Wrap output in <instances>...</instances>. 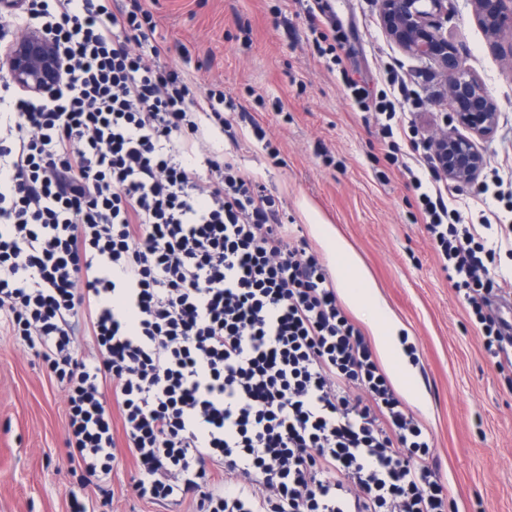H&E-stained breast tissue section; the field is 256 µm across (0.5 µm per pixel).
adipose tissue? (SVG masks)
<instances>
[{
  "instance_id": "ef3b65f1",
  "label": "adipose tissue",
  "mask_w": 512,
  "mask_h": 512,
  "mask_svg": "<svg viewBox=\"0 0 512 512\" xmlns=\"http://www.w3.org/2000/svg\"><path fill=\"white\" fill-rule=\"evenodd\" d=\"M324 240L336 258V283L343 299L352 309L365 306L372 312L370 328L394 384L420 411H427V403L418 389L414 373L407 367V358L400 345L402 324L381 300L349 245L340 236L329 232L325 233Z\"/></svg>"
}]
</instances>
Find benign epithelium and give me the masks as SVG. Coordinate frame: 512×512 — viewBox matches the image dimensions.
Here are the masks:
<instances>
[{"label":"benign epithelium","instance_id":"obj_1","mask_svg":"<svg viewBox=\"0 0 512 512\" xmlns=\"http://www.w3.org/2000/svg\"><path fill=\"white\" fill-rule=\"evenodd\" d=\"M454 0H376L379 17L389 37L412 56L435 60L448 67L454 48L443 31V20ZM477 23L490 35L504 28L512 31V0H468ZM0 69L27 94H41L57 85L62 68L54 42L36 29H28L0 48ZM449 104L457 107V129L433 140L437 165L443 176L463 189L475 185L485 165L477 141L490 137L498 124V112L482 84L454 63L449 84Z\"/></svg>","mask_w":512,"mask_h":512}]
</instances>
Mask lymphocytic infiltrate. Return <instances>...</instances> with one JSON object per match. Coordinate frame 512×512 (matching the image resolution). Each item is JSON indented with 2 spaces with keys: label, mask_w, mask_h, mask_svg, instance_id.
Wrapping results in <instances>:
<instances>
[{
  "label": "lymphocytic infiltrate",
  "mask_w": 512,
  "mask_h": 512,
  "mask_svg": "<svg viewBox=\"0 0 512 512\" xmlns=\"http://www.w3.org/2000/svg\"><path fill=\"white\" fill-rule=\"evenodd\" d=\"M38 28L61 83L0 72V331L67 394L64 447L106 488L124 446L136 497L194 512H448L430 431L340 305L319 253L205 134L224 115L155 38L145 0H23L0 40ZM424 230L497 369L512 325L481 226L424 190ZM88 337L84 354L76 337ZM120 423H113V414Z\"/></svg>",
  "instance_id": "lymphocytic-infiltrate-1"
}]
</instances>
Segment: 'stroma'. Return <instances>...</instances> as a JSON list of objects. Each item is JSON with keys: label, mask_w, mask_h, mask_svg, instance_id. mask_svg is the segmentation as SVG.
I'll return each instance as SVG.
<instances>
[{"label": "stroma", "mask_w": 512, "mask_h": 512, "mask_svg": "<svg viewBox=\"0 0 512 512\" xmlns=\"http://www.w3.org/2000/svg\"><path fill=\"white\" fill-rule=\"evenodd\" d=\"M157 33L197 89L222 86L255 112L283 165L243 137L236 160L264 183L309 245L326 252L329 226L358 255L381 299L417 348L418 385L429 412L423 424L448 489V512H512V369L497 371L481 334L436 255L406 176L391 166L395 133L381 140L382 97L418 113L429 136L451 126L446 81L434 61L402 51L383 28L375 0H329L341 25L335 55L321 54L294 0H148ZM458 60L483 84L499 112L495 134L479 147L486 164L476 186L449 188V211L476 224L511 209L490 190L512 184V60L476 24L468 0H456L445 25ZM366 87L365 106L342 92ZM66 396L38 362L0 335V512H67L76 482L63 454ZM130 464L108 492L84 485L98 512H192L191 504H150L131 493Z\"/></svg>", "instance_id": "35a3bbf8"}]
</instances>
